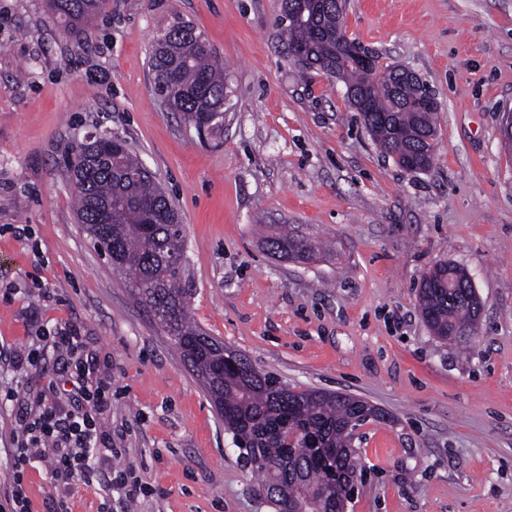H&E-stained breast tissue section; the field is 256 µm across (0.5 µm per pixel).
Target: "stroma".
I'll list each match as a JSON object with an SVG mask.
<instances>
[{"label":"stroma","mask_w":512,"mask_h":512,"mask_svg":"<svg viewBox=\"0 0 512 512\" xmlns=\"http://www.w3.org/2000/svg\"><path fill=\"white\" fill-rule=\"evenodd\" d=\"M280 0H105L77 37L45 0H0V486L31 407L69 357L26 356L75 328L103 419L147 492L110 512H271L179 354L76 220L65 161L93 133L125 140L185 226L195 323L299 389L386 412L356 441L347 512H512V0H346L350 39L419 75L441 105L431 168L401 170L336 78L288 53ZM191 22L227 65L220 138L166 111L152 45ZM311 241L300 260L282 233ZM464 267L477 331L433 336L416 302L439 263ZM34 512H98L106 481L56 488L30 469ZM271 248L276 250L274 252L287 251L289 254L294 255L297 258L308 260L313 256V251L304 241L298 240L291 237L276 238L270 244Z\"/></svg>","instance_id":"stroma-1"}]
</instances>
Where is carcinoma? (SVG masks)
Here are the masks:
<instances>
[{"instance_id":"carcinoma-1","label":"carcinoma","mask_w":512,"mask_h":512,"mask_svg":"<svg viewBox=\"0 0 512 512\" xmlns=\"http://www.w3.org/2000/svg\"><path fill=\"white\" fill-rule=\"evenodd\" d=\"M283 11L288 47H305L296 60L304 69H315L341 79L345 89L365 91L367 108L346 95L362 117L372 140L403 170L415 166L428 170L435 145L421 135H437L439 108L423 109L419 103L420 82H409L405 68L382 66L379 55L369 49V70L347 63L348 47L355 44L340 23L336 0H284ZM49 11L64 24V32L78 34L98 14L103 0L90 7L88 0H46ZM156 39L150 66L159 95L170 101V111L181 113L197 133L218 136L222 128H209L211 108L229 96L224 70L212 59L209 48L194 25L177 21ZM74 154L65 176L72 185L79 223L90 234L94 225L107 223L105 238L97 239L119 274L143 302L156 324L202 384L214 406H222L224 430L263 491L279 479L288 483V495L296 505L324 500L329 469L341 477V490L348 492L357 480L356 450L351 423L379 419L364 413L357 399L315 389L281 388L272 373L249 372L251 361L237 353L235 362L224 359V343L206 333L188 316L190 293L180 287L186 267L184 226L174 204L156 184L151 172L122 141L104 151L86 168H78ZM271 248L307 260L313 251L304 241L277 238ZM422 317L431 333L445 342H462L461 329L477 322L481 303L468 273L441 263L423 278L418 294ZM332 448L334 461L326 463L312 448Z\"/></svg>"}]
</instances>
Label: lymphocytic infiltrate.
Returning <instances> with one entry per match:
<instances>
[{"label": "lymphocytic infiltrate", "mask_w": 512, "mask_h": 512, "mask_svg": "<svg viewBox=\"0 0 512 512\" xmlns=\"http://www.w3.org/2000/svg\"><path fill=\"white\" fill-rule=\"evenodd\" d=\"M86 367L75 361L70 380L76 390V412L63 411L57 403L44 404L38 418L25 425L24 438L12 450L11 480L0 491V512H33L25 472L45 463L55 482L92 484L103 452L112 448V434L101 422L112 402V386L89 383Z\"/></svg>", "instance_id": "lymphocytic-infiltrate-1"}]
</instances>
